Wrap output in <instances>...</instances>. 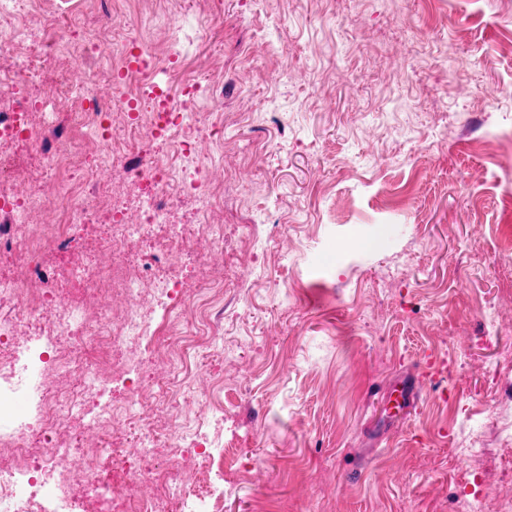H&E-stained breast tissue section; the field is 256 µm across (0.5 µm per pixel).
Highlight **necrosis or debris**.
Listing matches in <instances>:
<instances>
[{"label":"necrosis or debris","mask_w":512,"mask_h":512,"mask_svg":"<svg viewBox=\"0 0 512 512\" xmlns=\"http://www.w3.org/2000/svg\"><path fill=\"white\" fill-rule=\"evenodd\" d=\"M35 23L47 35L26 43ZM107 49L95 33L77 40L36 17L26 0H0V255L17 265L0 272V301L12 304L0 314V512H48L87 482L113 512H166L172 502L179 512H222L214 483L224 477V444L209 428L224 405L199 400L195 426L181 421L184 377L200 353L192 314L213 289L208 270L223 242V202L202 163L215 126L195 110L200 78L184 80L179 98L155 81L158 59L179 72L178 44L160 57L123 39L104 99L96 61ZM136 55L142 65H132ZM66 56L70 67H60ZM49 78L69 96L72 122L34 99L32 86ZM19 142L26 157L7 151ZM134 153L139 163L128 164ZM75 166L79 181H66ZM109 166L121 183L104 179ZM127 185L144 194L137 210L126 204ZM188 203L197 224L171 223ZM102 221L98 249L108 260L89 267L72 230ZM46 248L71 255L66 272L36 261ZM62 279L84 299L57 292ZM118 378L127 383L124 407H92ZM162 447L174 449L173 466L149 467ZM110 454L126 463L118 484L100 479Z\"/></svg>","instance_id":"1"}]
</instances>
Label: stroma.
I'll return each mask as SVG.
<instances>
[{
	"instance_id": "1",
	"label": "stroma",
	"mask_w": 512,
	"mask_h": 512,
	"mask_svg": "<svg viewBox=\"0 0 512 512\" xmlns=\"http://www.w3.org/2000/svg\"><path fill=\"white\" fill-rule=\"evenodd\" d=\"M223 79L224 512H491L512 497V0H96ZM448 395L381 393L429 353ZM480 422L461 456L462 421Z\"/></svg>"
}]
</instances>
